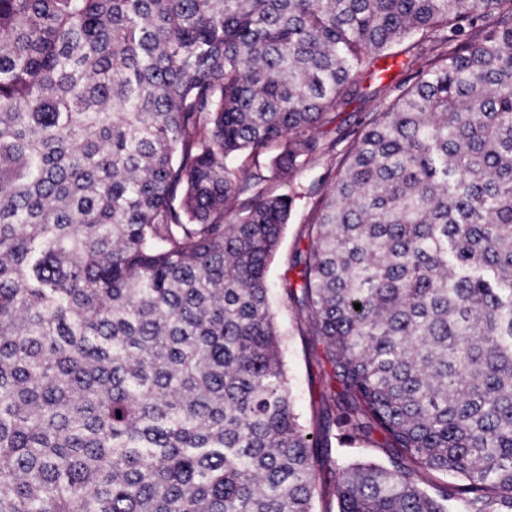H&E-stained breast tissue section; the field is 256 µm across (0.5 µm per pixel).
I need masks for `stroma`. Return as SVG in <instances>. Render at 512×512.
Returning <instances> with one entry per match:
<instances>
[{
  "label": "stroma",
  "mask_w": 512,
  "mask_h": 512,
  "mask_svg": "<svg viewBox=\"0 0 512 512\" xmlns=\"http://www.w3.org/2000/svg\"><path fill=\"white\" fill-rule=\"evenodd\" d=\"M382 76L364 75L360 78V97L342 112L333 125L322 128L320 137L336 143L337 150L347 146L346 135L368 112L376 108L371 94L382 84H393L408 79L416 71L418 63L412 55L402 54L380 62ZM331 181V170L326 161H318L294 173L285 193L294 194L291 215L282 235L277 253L268 269L270 298L275 312L277 329L282 337V357L287 371L292 401L301 423L308 430L325 427L335 409L325 401V380L321 375V347L311 336L305 319L296 316L290 300L282 293L279 284L288 275L291 259L305 250V224L317 194Z\"/></svg>",
  "instance_id": "35a3bbf8"
}]
</instances>
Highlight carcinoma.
<instances>
[{
  "mask_svg": "<svg viewBox=\"0 0 512 512\" xmlns=\"http://www.w3.org/2000/svg\"><path fill=\"white\" fill-rule=\"evenodd\" d=\"M411 51L282 284L335 450L270 184ZM325 461L337 512H512V0H0V512H314ZM333 171L326 161H317L294 173L288 185L277 187L278 193L291 195L296 191L302 194L292 204L288 224L267 274L276 325L282 337V357L292 401L301 423L309 431L324 429L328 418L335 415V409L322 396L325 380L321 377V346L309 333L305 318L295 315L290 300L286 299L279 284L285 275L291 278L295 276V271H289L291 259L297 252H305L307 238L304 235L308 214L314 197L330 183Z\"/></svg>",
  "mask_w": 512,
  "mask_h": 512,
  "instance_id": "obj_1",
  "label": "carcinoma"
}]
</instances>
